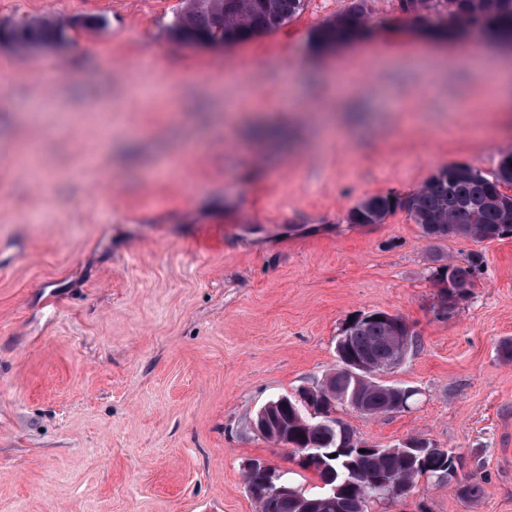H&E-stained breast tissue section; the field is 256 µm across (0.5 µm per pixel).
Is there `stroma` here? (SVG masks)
<instances>
[{
	"label": "stroma",
	"mask_w": 512,
	"mask_h": 512,
	"mask_svg": "<svg viewBox=\"0 0 512 512\" xmlns=\"http://www.w3.org/2000/svg\"><path fill=\"white\" fill-rule=\"evenodd\" d=\"M351 0H307L230 48L173 38L181 0H0V23L66 25L64 43L0 44V512H256L244 466L313 486L253 422L336 369L350 318L403 316L418 347L383 374L409 409L339 416L392 447L461 457L452 482L371 512H512V237H431L372 195L439 168L496 171L512 130L490 77L398 0H367L358 38L312 31ZM475 258L476 286L437 318L435 271ZM483 495L461 497L468 477Z\"/></svg>",
	"instance_id": "1"
}]
</instances>
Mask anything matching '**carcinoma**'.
Returning a JSON list of instances; mask_svg holds the SVG:
<instances>
[{
  "label": "carcinoma",
  "instance_id": "1",
  "mask_svg": "<svg viewBox=\"0 0 512 512\" xmlns=\"http://www.w3.org/2000/svg\"><path fill=\"white\" fill-rule=\"evenodd\" d=\"M307 0H189V7L176 13L171 26L173 36L185 42L222 43L232 46L255 37L272 34L304 10ZM367 0H352L351 5L333 20L311 33L316 47L331 41L349 40L361 35L367 21ZM404 13L429 11L436 18V30L443 33L455 27H478L487 33L512 42V0H398ZM66 37L64 27L50 23L21 22L0 24V42L21 50L54 45ZM512 150L501 155L497 171L485 175L468 164L441 167L424 185L407 197L376 195L361 200L349 213L351 224H381L396 208L408 211L426 234L439 236L454 231L476 242L512 236ZM477 262L448 263L436 270L437 281L448 282L442 289L438 316L448 317L456 303L470 294L475 286ZM392 330L384 320L367 318L351 322L344 330L347 343L337 350L340 362L366 354L372 376L357 379L339 368L313 387L314 399L325 409L350 408V400L362 403L360 413L376 416L390 407L407 404L411 397L398 388L377 379L393 356L389 342ZM276 426L283 427L288 443L326 448L336 457L322 462H301L304 471L316 478L308 489L295 482L288 473L282 478L298 488V493L269 499L270 489L263 476L246 470L245 484L257 512H301L299 497L323 498L331 476L343 482L337 510L327 512H369L377 501H392L376 493L375 485L396 481L407 490L415 489L420 477L435 478L456 469L455 456L446 449L423 439L415 448H364L343 419L324 418L310 423L304 407L290 398L273 409ZM366 452H360V449Z\"/></svg>",
  "mask_w": 512,
  "mask_h": 512
}]
</instances>
